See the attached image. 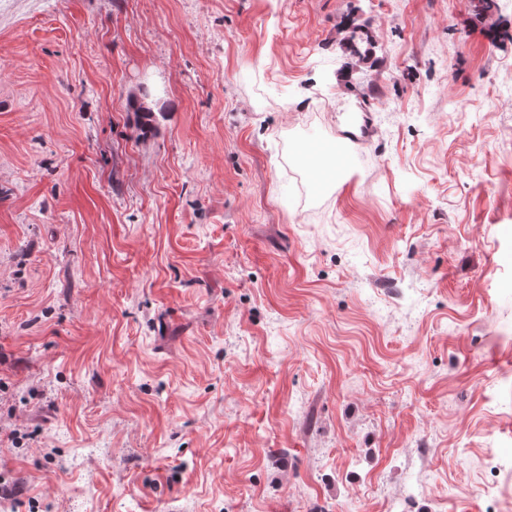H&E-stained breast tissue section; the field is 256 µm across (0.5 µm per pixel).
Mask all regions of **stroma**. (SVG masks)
Wrapping results in <instances>:
<instances>
[{"label": "stroma", "instance_id": "35a3bbf8", "mask_svg": "<svg viewBox=\"0 0 512 512\" xmlns=\"http://www.w3.org/2000/svg\"><path fill=\"white\" fill-rule=\"evenodd\" d=\"M497 4L0 7V512H512Z\"/></svg>", "mask_w": 512, "mask_h": 512}]
</instances>
